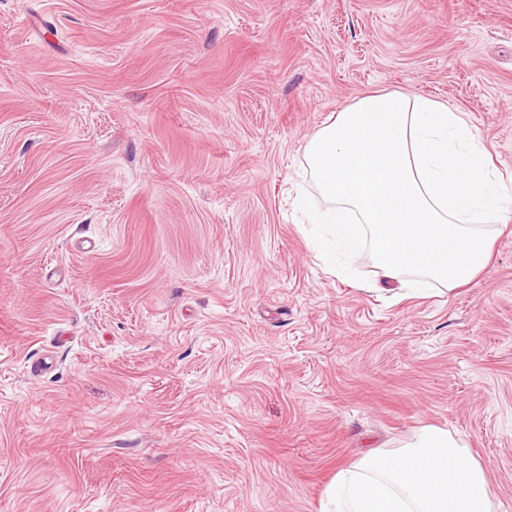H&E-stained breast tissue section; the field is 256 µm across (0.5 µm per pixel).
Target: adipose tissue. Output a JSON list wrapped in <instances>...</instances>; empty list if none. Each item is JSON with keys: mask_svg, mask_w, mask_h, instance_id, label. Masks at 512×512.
I'll list each match as a JSON object with an SVG mask.
<instances>
[{"mask_svg": "<svg viewBox=\"0 0 512 512\" xmlns=\"http://www.w3.org/2000/svg\"><path fill=\"white\" fill-rule=\"evenodd\" d=\"M305 161L329 207L310 215L345 257L370 248L383 285L410 292L471 282L488 263L492 225L512 212L464 113L400 92L330 116Z\"/></svg>", "mask_w": 512, "mask_h": 512, "instance_id": "adipose-tissue-1", "label": "adipose tissue"}]
</instances>
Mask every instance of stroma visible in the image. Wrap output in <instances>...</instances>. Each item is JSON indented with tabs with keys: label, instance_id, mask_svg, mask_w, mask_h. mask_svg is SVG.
Instances as JSON below:
<instances>
[{
	"label": "stroma",
	"instance_id": "35a3bbf8",
	"mask_svg": "<svg viewBox=\"0 0 512 512\" xmlns=\"http://www.w3.org/2000/svg\"><path fill=\"white\" fill-rule=\"evenodd\" d=\"M374 91L512 179V0H0V512H319L425 426L512 512V221L392 300L294 209Z\"/></svg>",
	"mask_w": 512,
	"mask_h": 512
}]
</instances>
